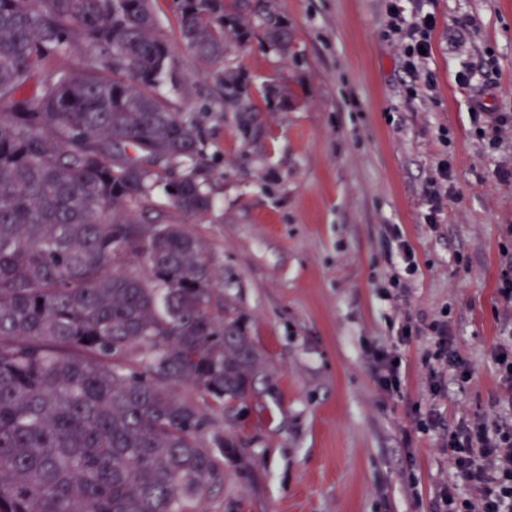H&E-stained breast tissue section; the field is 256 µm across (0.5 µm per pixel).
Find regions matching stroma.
Returning a JSON list of instances; mask_svg holds the SVG:
<instances>
[{
	"mask_svg": "<svg viewBox=\"0 0 512 512\" xmlns=\"http://www.w3.org/2000/svg\"><path fill=\"white\" fill-rule=\"evenodd\" d=\"M389 3L273 0L291 49L260 37L233 48L256 109L228 112L221 82L180 40L175 0L154 2L176 57L177 83L163 91L199 127L213 208L189 221L158 190L147 216L203 239L264 361L243 461L205 512H435L453 476L449 429L512 416L495 364L512 343L496 293L512 260V181L495 176L512 167V132L488 149L469 114L474 98L512 113V0H423L436 17L432 92L384 35ZM465 71L471 84L458 80ZM279 83L293 108L270 94ZM445 157L452 191L429 224L426 185ZM386 224L419 264L389 300L377 295L395 272ZM441 318L469 383L427 358ZM406 324L415 333L402 343ZM390 341L401 390L388 396L369 353Z\"/></svg>",
	"mask_w": 512,
	"mask_h": 512,
	"instance_id": "obj_1",
	"label": "stroma"
}]
</instances>
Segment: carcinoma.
I'll return each instance as SVG.
<instances>
[{"instance_id": "obj_1", "label": "carcinoma", "mask_w": 512, "mask_h": 512, "mask_svg": "<svg viewBox=\"0 0 512 512\" xmlns=\"http://www.w3.org/2000/svg\"><path fill=\"white\" fill-rule=\"evenodd\" d=\"M176 5L224 111H256L227 40L257 21L288 54L271 0ZM77 44L97 64L43 75ZM174 69L152 0H0V512H201L242 454L200 436L238 420L262 354L204 241L139 213L159 186L188 218L212 208Z\"/></svg>"}]
</instances>
